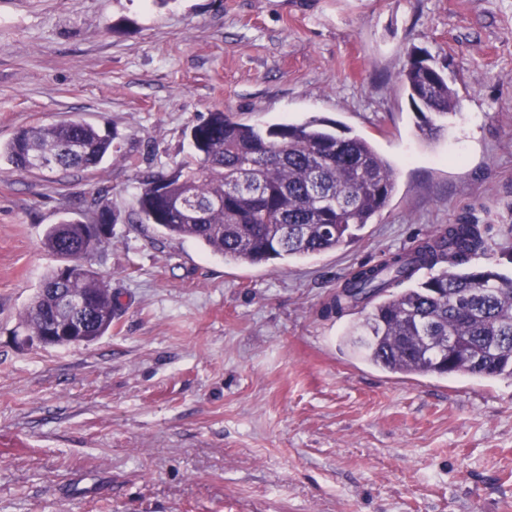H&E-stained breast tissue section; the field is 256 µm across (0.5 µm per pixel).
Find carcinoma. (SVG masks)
I'll list each match as a JSON object with an SVG mask.
<instances>
[{
	"label": "carcinoma",
	"mask_w": 512,
	"mask_h": 512,
	"mask_svg": "<svg viewBox=\"0 0 512 512\" xmlns=\"http://www.w3.org/2000/svg\"><path fill=\"white\" fill-rule=\"evenodd\" d=\"M402 79L419 113L422 135L437 138L446 117L461 108L447 75L430 55L413 50ZM335 124L313 119L265 128L211 112L190 129L192 156L171 172L141 178L132 214L167 235L195 239L213 253L247 264H275L321 254L347 244L388 203L394 166L359 136L339 134ZM114 136L87 122L26 127L2 148L12 167L29 175L56 169L95 170L112 155ZM161 183L166 199L154 188ZM120 215L99 202L83 219H66L47 229L44 246L67 263L43 279L22 324L42 336L66 318L61 295L90 299L83 335L93 342L112 329L119 294L87 263L92 230L112 240ZM478 224H450L406 250L353 271L324 305L321 316L357 307L365 312L347 333L360 358L402 376H447L444 342L462 338L470 356L456 372L480 379L512 378V277L490 268H471L485 251ZM422 269L430 276L410 288Z\"/></svg>",
	"instance_id": "obj_1"
}]
</instances>
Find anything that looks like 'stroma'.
<instances>
[{"label":"stroma","instance_id":"obj_1","mask_svg":"<svg viewBox=\"0 0 512 512\" xmlns=\"http://www.w3.org/2000/svg\"><path fill=\"white\" fill-rule=\"evenodd\" d=\"M427 50L463 104L421 139L400 74ZM338 123L396 169L352 244L274 265L215 255L131 214L190 128ZM80 119L97 169L0 158V512H512V379L404 377L323 318L350 272L436 227L483 225L470 260L512 275V0H0V145ZM103 197L91 256L111 330L45 347L19 319L60 265L44 232Z\"/></svg>","mask_w":512,"mask_h":512}]
</instances>
